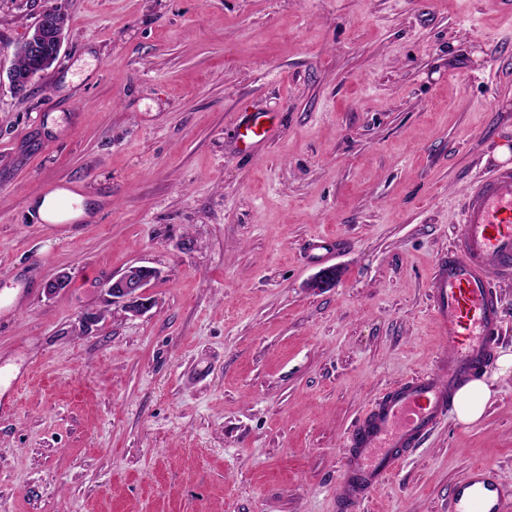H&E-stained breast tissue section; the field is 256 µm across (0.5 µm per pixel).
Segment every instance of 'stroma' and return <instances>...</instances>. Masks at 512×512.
Instances as JSON below:
<instances>
[{
    "instance_id": "obj_1",
    "label": "stroma",
    "mask_w": 512,
    "mask_h": 512,
    "mask_svg": "<svg viewBox=\"0 0 512 512\" xmlns=\"http://www.w3.org/2000/svg\"><path fill=\"white\" fill-rule=\"evenodd\" d=\"M49 9L57 61L0 85V512H336L356 421L446 349L428 281L512 147V0H0L1 71ZM50 183L83 222L41 223ZM134 263L138 317L101 291ZM494 390L363 512H450L477 464L512 488ZM264 118V115L253 113L240 125L243 130L240 132V139L244 145V151L250 152L275 136V127L269 126Z\"/></svg>"
}]
</instances>
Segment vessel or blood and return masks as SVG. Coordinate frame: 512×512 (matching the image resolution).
Wrapping results in <instances>:
<instances>
[{
	"mask_svg": "<svg viewBox=\"0 0 512 512\" xmlns=\"http://www.w3.org/2000/svg\"><path fill=\"white\" fill-rule=\"evenodd\" d=\"M241 128L248 152L276 134L256 113ZM511 278L512 166H501L467 188L462 230L429 280L431 314L448 349L430 370L396 384L359 418L338 482L339 512H357L370 501L405 453L442 423L459 387L491 367L502 318L494 282ZM452 512H512V494L487 466L477 465L456 483Z\"/></svg>",
	"mask_w": 512,
	"mask_h": 512,
	"instance_id": "1",
	"label": "vessel or blood"
}]
</instances>
